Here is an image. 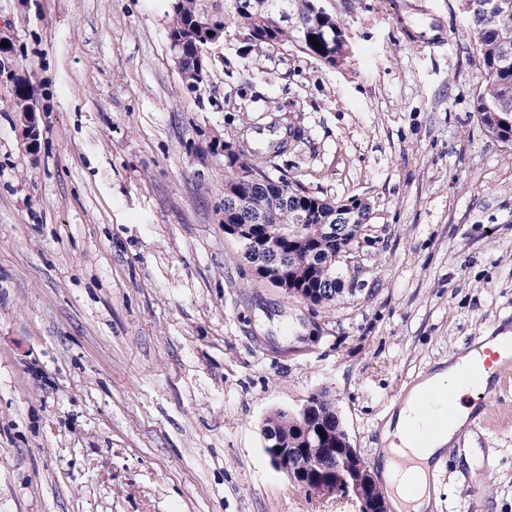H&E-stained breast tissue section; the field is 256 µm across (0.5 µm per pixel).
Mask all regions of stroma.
<instances>
[{"mask_svg":"<svg viewBox=\"0 0 512 512\" xmlns=\"http://www.w3.org/2000/svg\"><path fill=\"white\" fill-rule=\"evenodd\" d=\"M323 5L345 68L230 35L191 92L166 0H0V512H358L274 470L267 418L324 393L372 462L407 387L512 330V147L477 123L459 0ZM245 71L300 104L306 186L374 206L344 304L254 280L224 233V144L260 118ZM496 378L458 433L482 459L446 456L435 512H512V368Z\"/></svg>","mask_w":512,"mask_h":512,"instance_id":"35a3bbf8","label":"stroma"}]
</instances>
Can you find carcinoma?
Wrapping results in <instances>:
<instances>
[{"instance_id":"carcinoma-1","label":"carcinoma","mask_w":512,"mask_h":512,"mask_svg":"<svg viewBox=\"0 0 512 512\" xmlns=\"http://www.w3.org/2000/svg\"><path fill=\"white\" fill-rule=\"evenodd\" d=\"M470 18L480 56L479 92L475 112L484 133L500 142L512 141V0H460ZM168 47L181 46L177 61L185 87L194 90L208 75L210 60L195 56V45L212 29L238 32L244 48L258 54L294 48L320 63L340 69L350 58L348 30L336 16L316 9L315 0H167ZM320 47H314L310 37ZM33 98L29 81L15 84L13 107L20 111ZM269 138H241L236 147L224 144V211L233 224L253 225V245L242 251L255 268L265 264L258 253L262 237L271 229L280 234L292 298L312 297L313 306H335L345 298L344 278L336 255L357 248L366 239L373 205L365 197L330 201L306 187L295 176L273 178L274 159L294 150L303 137L294 121L281 128L268 126ZM322 419L302 418L277 411L264 431L274 435L273 445L292 448L297 459H320L330 440L317 438V427L335 432L336 406L324 394L309 397Z\"/></svg>"}]
</instances>
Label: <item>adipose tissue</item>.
<instances>
[{
	"label": "adipose tissue",
	"mask_w": 512,
	"mask_h": 512,
	"mask_svg": "<svg viewBox=\"0 0 512 512\" xmlns=\"http://www.w3.org/2000/svg\"><path fill=\"white\" fill-rule=\"evenodd\" d=\"M495 384L494 371H479L476 354L449 356L403 396L385 425L380 469L395 512H433L438 488L428 471L438 468L458 441L461 420L472 410L471 380Z\"/></svg>",
	"instance_id": "obj_1"
}]
</instances>
